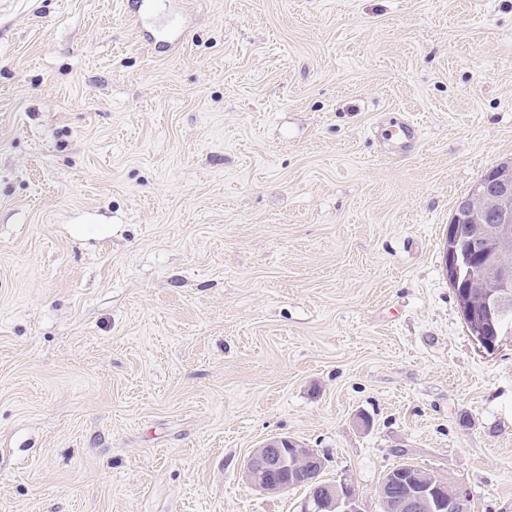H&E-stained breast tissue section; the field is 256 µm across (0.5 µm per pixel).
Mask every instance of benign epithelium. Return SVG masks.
<instances>
[{"mask_svg":"<svg viewBox=\"0 0 512 512\" xmlns=\"http://www.w3.org/2000/svg\"><path fill=\"white\" fill-rule=\"evenodd\" d=\"M512 163L489 169L462 198L448 227L445 274L456 288L462 316L473 314L468 295L459 285H492L484 294L478 316L484 328L473 340L483 349L496 348L502 319L512 310ZM323 458L288 436H272L250 452L243 478L265 495L309 487L299 512H362L358 493L346 481L325 483ZM441 480L403 462L390 469L377 488L382 512H468L470 492L462 484L446 496Z\"/></svg>","mask_w":512,"mask_h":512,"instance_id":"benign-epithelium-1","label":"benign epithelium"}]
</instances>
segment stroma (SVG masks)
<instances>
[{"mask_svg":"<svg viewBox=\"0 0 512 512\" xmlns=\"http://www.w3.org/2000/svg\"><path fill=\"white\" fill-rule=\"evenodd\" d=\"M0 0V512H363L404 462L512 512V337L444 274L512 161V0ZM411 119L406 148L383 131ZM324 466L317 451L300 441L272 436L252 449L242 476L264 495L286 493L297 485L309 487L299 512H362L358 493L345 479L323 482Z\"/></svg>","mask_w":512,"mask_h":512,"instance_id":"35a3bbf8","label":"stroma"}]
</instances>
